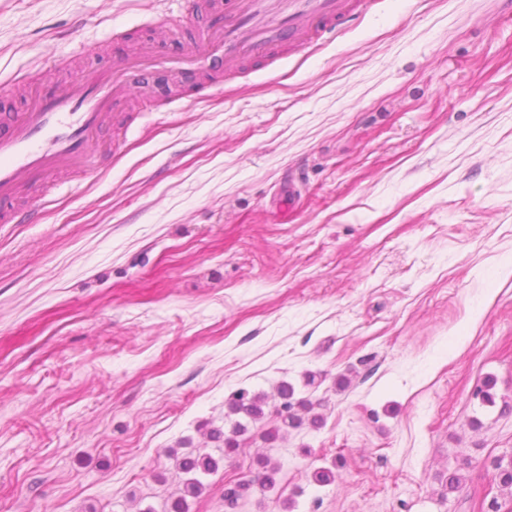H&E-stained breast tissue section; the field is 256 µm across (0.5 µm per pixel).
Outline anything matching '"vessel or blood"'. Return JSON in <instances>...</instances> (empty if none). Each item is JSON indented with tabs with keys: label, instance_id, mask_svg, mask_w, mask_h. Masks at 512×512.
<instances>
[{
	"label": "vessel or blood",
	"instance_id": "1",
	"mask_svg": "<svg viewBox=\"0 0 512 512\" xmlns=\"http://www.w3.org/2000/svg\"><path fill=\"white\" fill-rule=\"evenodd\" d=\"M367 0H226L223 20L204 29L199 41L211 57L233 67L239 60L271 64L278 50L301 37L336 39L341 27L362 15ZM135 63L107 72H80L50 100L18 118L0 116V199L19 188L21 174L41 179L59 161L79 159L110 106L113 82L131 80Z\"/></svg>",
	"mask_w": 512,
	"mask_h": 512
}]
</instances>
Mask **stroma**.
Instances as JSON below:
<instances>
[{
    "label": "stroma",
    "instance_id": "obj_1",
    "mask_svg": "<svg viewBox=\"0 0 512 512\" xmlns=\"http://www.w3.org/2000/svg\"><path fill=\"white\" fill-rule=\"evenodd\" d=\"M223 13L0 0V114L152 57L108 166L24 180L31 223H0V512H168L195 450L187 512L235 483L239 512H512V0H371L232 72L191 52ZM284 381L323 427L224 456L205 423L245 389L274 424ZM176 467L185 478L182 479L183 496L172 505V509L174 512H186L182 511L186 497H197L202 492L203 483L198 476L217 470L218 461L211 454L199 451L177 460Z\"/></svg>",
    "mask_w": 512,
    "mask_h": 512
}]
</instances>
